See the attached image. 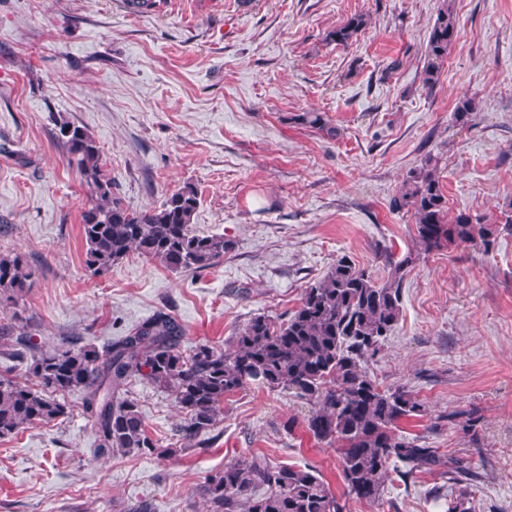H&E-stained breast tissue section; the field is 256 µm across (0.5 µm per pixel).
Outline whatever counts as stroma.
<instances>
[{
	"label": "stroma",
	"mask_w": 512,
	"mask_h": 512,
	"mask_svg": "<svg viewBox=\"0 0 512 512\" xmlns=\"http://www.w3.org/2000/svg\"><path fill=\"white\" fill-rule=\"evenodd\" d=\"M444 3L459 32L429 88L423 59ZM358 15L368 23L356 42L331 41ZM463 98L478 107L465 124ZM304 112L324 113L338 137L301 125ZM58 117L94 137L126 205L193 187L195 231L232 250L197 272L133 253L92 274L88 199L52 139ZM428 155L449 217L512 213V0H157L148 13L126 0H0V254L35 272L16 309H0V337L102 352L162 310L182 324L183 348H225L251 316L287 317L340 256L378 280L383 252L412 257L398 326L367 371L425 405L402 428L467 461L474 512H512V232L488 249L424 252L411 214L390 202ZM127 390L175 455L94 457L85 394L70 392L65 419L0 438V512H206L196 489L207 475L258 456L316 468L343 491L338 452L309 432L313 407L292 391L225 398L188 446L167 392L140 376ZM471 408L476 437L427 432L430 418ZM448 491L439 474L394 473L381 507L350 498L346 510L445 512Z\"/></svg>",
	"instance_id": "1"
}]
</instances>
